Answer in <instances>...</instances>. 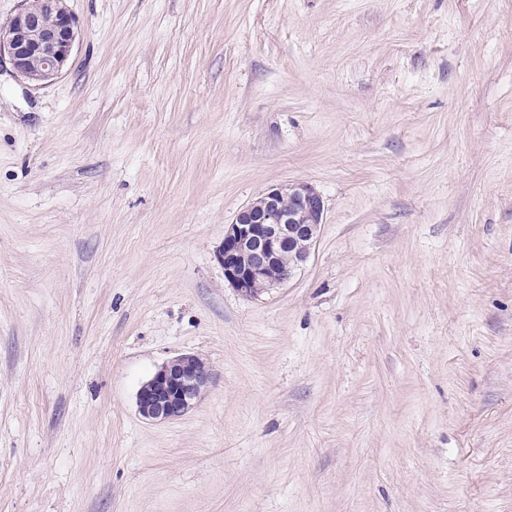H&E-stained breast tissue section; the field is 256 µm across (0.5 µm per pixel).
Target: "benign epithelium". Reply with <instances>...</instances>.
<instances>
[{
  "mask_svg": "<svg viewBox=\"0 0 512 512\" xmlns=\"http://www.w3.org/2000/svg\"><path fill=\"white\" fill-rule=\"evenodd\" d=\"M51 14L54 25L42 16ZM78 36V25L64 0H38L21 8L0 26V61L37 85L61 75ZM322 195L308 183L272 186L242 208L224 228L216 250L224 280L237 292L253 297L257 285L274 288L305 264L324 223ZM212 379L208 363L194 353L164 362L140 387L137 410L147 421L185 414L201 398Z\"/></svg>",
  "mask_w": 512,
  "mask_h": 512,
  "instance_id": "1",
  "label": "benign epithelium"
}]
</instances>
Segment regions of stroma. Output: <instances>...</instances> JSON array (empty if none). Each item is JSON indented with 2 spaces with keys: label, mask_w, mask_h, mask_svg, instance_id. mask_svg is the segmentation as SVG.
<instances>
[{
  "label": "stroma",
  "mask_w": 512,
  "mask_h": 512,
  "mask_svg": "<svg viewBox=\"0 0 512 512\" xmlns=\"http://www.w3.org/2000/svg\"><path fill=\"white\" fill-rule=\"evenodd\" d=\"M66 6L61 76L0 65V512H512V0ZM298 182L243 296L224 226ZM322 195L308 183L272 186L224 228L216 250L224 280L246 297L274 288L305 264L324 222ZM288 248V260L284 259ZM211 379L208 363L198 354L175 356L140 387L136 396L138 413L147 421L180 417L201 398Z\"/></svg>",
  "instance_id": "1"
}]
</instances>
